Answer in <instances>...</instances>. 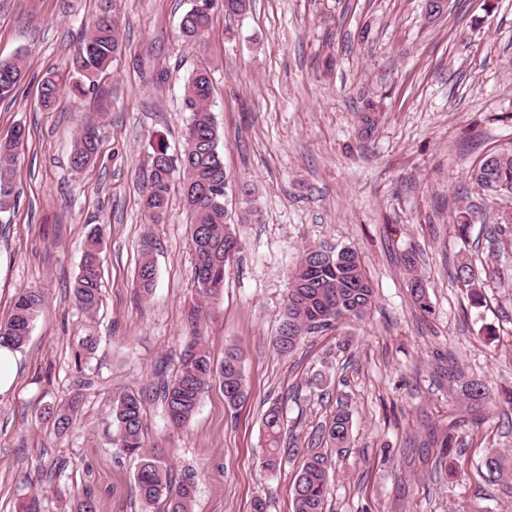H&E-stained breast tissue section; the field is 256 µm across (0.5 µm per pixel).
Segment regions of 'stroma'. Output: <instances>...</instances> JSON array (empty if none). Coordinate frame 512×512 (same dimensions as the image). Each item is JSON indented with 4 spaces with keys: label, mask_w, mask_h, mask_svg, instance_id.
<instances>
[{
    "label": "stroma",
    "mask_w": 512,
    "mask_h": 512,
    "mask_svg": "<svg viewBox=\"0 0 512 512\" xmlns=\"http://www.w3.org/2000/svg\"><path fill=\"white\" fill-rule=\"evenodd\" d=\"M193 0H0V59L23 54L24 77L0 100V139L28 132L15 167L17 198L0 216V318L16 294L42 292L14 386L0 394V512H16L41 476V512H72L82 492L98 512H141L136 463L114 445L113 395L171 379L193 334L214 359L243 356L248 394L228 407L219 384L203 394L181 430L160 402L145 407V444L164 451L174 477L194 475V512H293L290 461L260 463L262 416L273 404L293 435L307 437L344 408L352 438L330 473L331 512H512V485L485 481L500 455L512 473V249L491 246L487 229L512 211V195L489 198L470 173L492 151H512V0H448L436 22L425 0H252L186 44L181 16ZM118 14L122 55L112 97L38 103L42 79L65 72L82 25ZM213 81V115L233 177L256 187L259 222L235 225L241 251L223 293L198 317L189 218L172 197L160 224L140 209L157 142L183 144L181 87L199 66ZM167 71L159 85L155 75ZM377 106L376 133L358 134L364 101ZM99 130L98 156L74 170L70 154L85 120ZM478 209L468 242L454 226ZM104 233L103 303L77 310L73 284L82 241ZM157 240L156 285L135 287L139 244ZM355 248L377 291L368 316L309 335L290 355L273 345L288 276L310 245ZM413 254L414 268L404 265ZM492 266L481 307L455 280L461 262ZM419 277L432 313L408 283ZM99 337L76 361V337ZM453 358L484 380L495 399L474 424L459 383L438 370ZM324 374L323 390L307 380ZM79 397L74 428L60 435L49 408ZM456 427H449V416ZM62 477H55V469Z\"/></svg>",
    "instance_id": "1"
}]
</instances>
